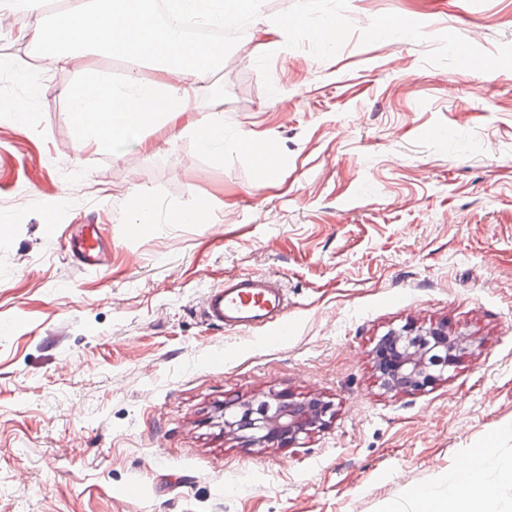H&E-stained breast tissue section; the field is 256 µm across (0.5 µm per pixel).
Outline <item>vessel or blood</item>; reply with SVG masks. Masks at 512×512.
I'll return each mask as SVG.
<instances>
[{
    "mask_svg": "<svg viewBox=\"0 0 512 512\" xmlns=\"http://www.w3.org/2000/svg\"><path fill=\"white\" fill-rule=\"evenodd\" d=\"M71 246L80 268L100 269L110 253L108 242L96 226L83 227ZM288 296L281 282L270 275H246L208 290L203 314L227 330L269 329L283 333L286 327Z\"/></svg>",
    "mask_w": 512,
    "mask_h": 512,
    "instance_id": "1",
    "label": "vessel or blood"
}]
</instances>
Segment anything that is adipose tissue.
<instances>
[{
  "instance_id": "adipose-tissue-1",
  "label": "adipose tissue",
  "mask_w": 512,
  "mask_h": 512,
  "mask_svg": "<svg viewBox=\"0 0 512 512\" xmlns=\"http://www.w3.org/2000/svg\"><path fill=\"white\" fill-rule=\"evenodd\" d=\"M182 11L192 19L220 22L241 12L256 14V0H179ZM96 28L95 47L112 55L150 60L170 73L204 78L224 58L221 49L200 45L187 48L179 37L155 20L142 0H90L87 7L58 17L42 41L50 42L47 53L51 69L68 70L72 34ZM68 116L74 130V146L82 148L94 140L101 148L141 131L150 123L166 122L189 111L196 88L186 83L165 84L130 80L127 85L94 78L69 87ZM485 451H475L466 467L459 469L447 497L427 493L416 499L417 512H493L482 488L480 463Z\"/></svg>"
}]
</instances>
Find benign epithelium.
<instances>
[{
  "label": "benign epithelium",
  "mask_w": 512,
  "mask_h": 512,
  "mask_svg": "<svg viewBox=\"0 0 512 512\" xmlns=\"http://www.w3.org/2000/svg\"><path fill=\"white\" fill-rule=\"evenodd\" d=\"M385 340L394 354L390 370L379 369L385 389L420 391L443 376L466 349V340L448 335V327L391 329ZM329 404L315 398L293 400L273 394L265 400L242 403L235 418L224 416V430L239 431L251 448L280 441L293 445L300 435L321 427Z\"/></svg>",
  "instance_id": "obj_1"
}]
</instances>
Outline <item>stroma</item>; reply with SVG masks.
Listing matches in <instances>:
<instances>
[{
    "label": "stroma",
    "mask_w": 512,
    "mask_h": 512,
    "mask_svg": "<svg viewBox=\"0 0 512 512\" xmlns=\"http://www.w3.org/2000/svg\"><path fill=\"white\" fill-rule=\"evenodd\" d=\"M2 7L0 512H414V490L447 492L480 448L512 512V0H261L208 78L222 98L104 150L73 148L68 89L123 81L125 58L80 47L35 80L24 56L55 16ZM381 20L395 37L371 38ZM460 50L490 74H461ZM211 112L273 163L203 151L192 128ZM136 194L214 221L128 235ZM69 224L102 225L100 271L72 261ZM244 274L287 288L280 343L203 316L208 289ZM430 324L466 354L424 390H385L379 339ZM273 393L332 416L291 447L225 431L227 403Z\"/></svg>",
    "instance_id": "1"
}]
</instances>
